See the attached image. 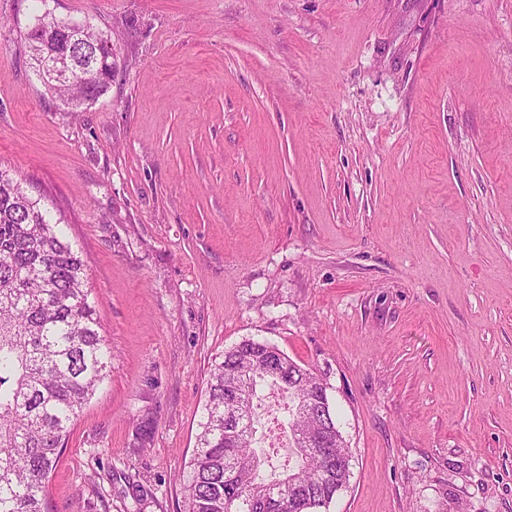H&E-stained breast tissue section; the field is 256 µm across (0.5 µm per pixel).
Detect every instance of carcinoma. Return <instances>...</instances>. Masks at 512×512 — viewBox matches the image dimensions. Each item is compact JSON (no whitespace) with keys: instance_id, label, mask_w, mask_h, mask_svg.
<instances>
[{"instance_id":"cac0c4a2","label":"carcinoma","mask_w":512,"mask_h":512,"mask_svg":"<svg viewBox=\"0 0 512 512\" xmlns=\"http://www.w3.org/2000/svg\"><path fill=\"white\" fill-rule=\"evenodd\" d=\"M66 21L46 13L28 32L32 67L65 42ZM112 44L88 24L66 54L70 79L43 82L53 97H99L112 81ZM104 70L92 86L84 73ZM87 267L55 231L48 211L20 180L0 170V512H48L46 481L56 469L71 425L106 379L112 349L89 302ZM268 343L248 339L224 351L207 382L197 446L184 486L188 512H263L270 480L253 448L260 388L280 390L294 464L278 479L291 512L330 503L349 479L348 446L323 380L286 356L269 375ZM242 405L240 429L224 430V397ZM314 434L326 448L307 444Z\"/></svg>"}]
</instances>
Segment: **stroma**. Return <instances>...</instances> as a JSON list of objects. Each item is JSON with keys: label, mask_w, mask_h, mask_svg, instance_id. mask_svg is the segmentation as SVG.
<instances>
[{"label": "stroma", "mask_w": 512, "mask_h": 512, "mask_svg": "<svg viewBox=\"0 0 512 512\" xmlns=\"http://www.w3.org/2000/svg\"><path fill=\"white\" fill-rule=\"evenodd\" d=\"M46 10L115 52L78 112L31 65ZM0 169L112 349L50 512H185L249 338L326 384L350 478L319 512H512V0H0Z\"/></svg>", "instance_id": "1"}]
</instances>
